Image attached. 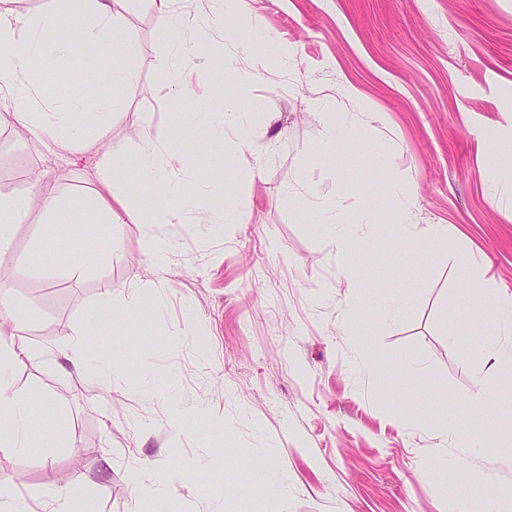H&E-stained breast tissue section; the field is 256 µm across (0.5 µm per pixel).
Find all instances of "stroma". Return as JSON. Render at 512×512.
<instances>
[{
  "mask_svg": "<svg viewBox=\"0 0 512 512\" xmlns=\"http://www.w3.org/2000/svg\"><path fill=\"white\" fill-rule=\"evenodd\" d=\"M232 9L231 33L215 21L194 36L190 83L167 88L171 48L150 0H125L141 44L137 79L89 147L49 150L0 120V193L30 199L12 257L0 263V304L15 310V332L34 350L15 368L17 386L41 397L31 409L41 431L6 464L18 495L44 496L80 474L96 512H483L490 501L512 512V446L465 455L446 435L484 420L474 407L481 353L446 331L460 273L444 255L398 247L385 188L401 180L418 223L446 225L444 254L476 255L480 273L512 292V168L498 153L512 144V0H237ZM259 30L278 39V52L237 57L235 44ZM90 62H49L48 96H78L87 75L118 59L102 48ZM255 66L262 80L233 81ZM343 86L353 100L340 96ZM225 95L250 105L240 117L249 143L237 146L228 128L222 168L196 169L201 133L186 103ZM356 113L357 137L380 144L378 153L327 140ZM179 127L172 180L198 190L223 183L225 204L246 210L245 223L209 230L192 213L158 225L159 242L172 247L163 268L138 225H90L78 213L47 223L46 197L98 190L102 153L130 163L141 133L164 143ZM303 170L338 223L373 216L350 248L337 251L326 225L289 207ZM36 225L42 268L29 264ZM91 248L111 249V260L74 269L71 253ZM342 263L352 283L339 277ZM411 280L418 299L394 323L347 308L351 296ZM107 288L119 307L102 304ZM144 300L155 307L143 315ZM93 321L112 353L104 378L62 367L67 337ZM368 338L374 371L361 365ZM407 359L424 375L407 370ZM178 408L192 422L176 426ZM228 448L274 466L281 495L240 503L225 477ZM174 467L187 477L163 500L138 493L143 475Z\"/></svg>",
  "mask_w": 512,
  "mask_h": 512,
  "instance_id": "stroma-1",
  "label": "stroma"
}]
</instances>
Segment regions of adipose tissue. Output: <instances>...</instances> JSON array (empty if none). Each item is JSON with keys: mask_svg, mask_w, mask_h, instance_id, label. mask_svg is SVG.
Masks as SVG:
<instances>
[{"mask_svg": "<svg viewBox=\"0 0 512 512\" xmlns=\"http://www.w3.org/2000/svg\"><path fill=\"white\" fill-rule=\"evenodd\" d=\"M168 2L152 0L160 32L169 40L174 53V73L180 77L185 70L183 60L191 51L187 35L199 21L190 15H173ZM120 3L121 0H74L73 8H54L34 16L0 10V111L11 117L17 130L45 147L70 152L90 139L83 120L86 111H95L100 120L109 119L119 99L114 93L106 97L99 95L93 86L79 97L40 110L33 106L32 97L46 83L47 62L74 53L72 44L44 37V30L53 27L74 28L85 44L106 46L124 59V66L112 68L100 76L101 82L114 92L135 81L132 62L139 54L140 44L136 32L118 11ZM178 162L172 147L159 143L149 134H142L137 164L128 171L127 178L140 188L143 208H134L124 197L112 193L119 159L107 153L97 163L102 194L89 200L66 201L50 197L44 202L45 211L54 224L59 223L64 212L75 210L84 212L93 224H121L128 220L138 224L145 237H153L157 223H182L186 213L195 206L194 195L185 193L178 183L171 184L170 190L182 196L180 206H159L150 197L151 188L166 181ZM388 194L400 220L403 243L425 248L429 255H438L440 240L446 233L443 225L420 227L401 183L389 181ZM28 209V196L0 194V261L10 257L13 229L25 222ZM448 262L458 267L463 275L464 286L453 299L457 323L462 330L470 329L474 307L481 304L486 307L488 316L481 333L485 362L481 374L497 375L502 360L512 357L511 348L498 344L500 336L512 333V294L492 287L479 277L472 263L454 255L449 256ZM30 355L31 349L24 340L0 343V460L23 453L30 437L39 429L30 411L29 398L15 387L14 367ZM82 482L79 476L65 477L54 492L45 495L33 507L14 496V477L1 474L0 507L5 512H94L90 503L76 492Z\"/></svg>", "mask_w": 512, "mask_h": 512, "instance_id": "adipose-tissue-1", "label": "adipose tissue"}]
</instances>
